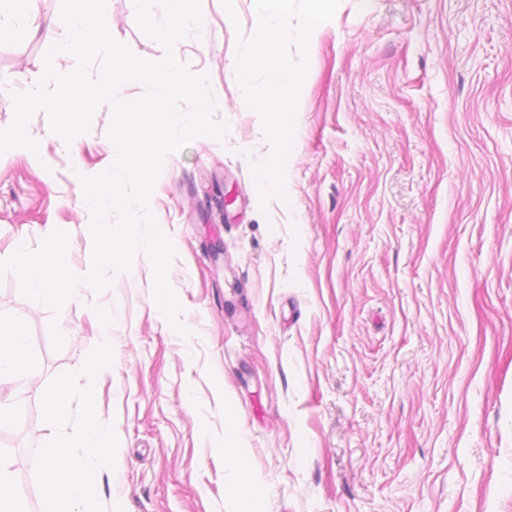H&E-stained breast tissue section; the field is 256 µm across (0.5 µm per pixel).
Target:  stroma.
<instances>
[{
	"label": "stroma",
	"mask_w": 512,
	"mask_h": 512,
	"mask_svg": "<svg viewBox=\"0 0 512 512\" xmlns=\"http://www.w3.org/2000/svg\"><path fill=\"white\" fill-rule=\"evenodd\" d=\"M203 0L182 61L206 70L230 123L225 142L169 154L151 199L177 256L169 282L190 338L172 331L137 256L113 289L68 302L51 347L49 311L0 279V324L23 325L38 369L0 380L13 408L0 458L29 512H42L37 447L54 433L40 399L98 342L88 307L110 308L114 363L96 412L113 423L115 469L100 501L125 512H512V0H341L311 37L287 165L290 205L260 211L249 158L269 152L227 70L254 0ZM55 0H30L32 28L0 42V128L10 90L43 71ZM112 35L139 56L162 48L108 0ZM110 109L73 146L29 131L42 162L0 156V259L70 228L68 263H91L74 167L111 165ZM239 429L250 498L215 448Z\"/></svg>",
	"instance_id": "1"
}]
</instances>
